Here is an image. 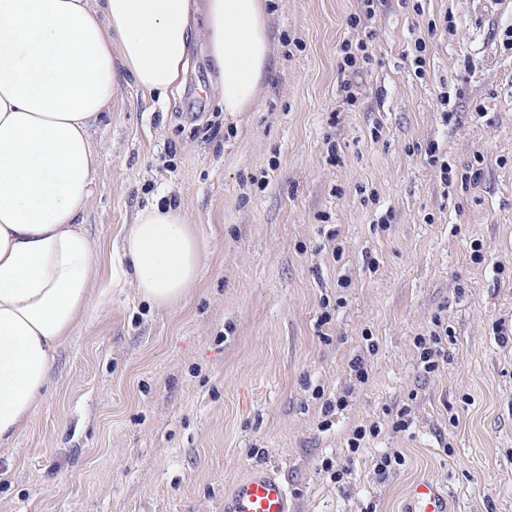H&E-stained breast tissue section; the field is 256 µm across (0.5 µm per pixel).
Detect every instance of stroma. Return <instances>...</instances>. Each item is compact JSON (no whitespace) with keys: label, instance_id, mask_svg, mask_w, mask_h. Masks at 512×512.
Instances as JSON below:
<instances>
[{"label":"stroma","instance_id":"1","mask_svg":"<svg viewBox=\"0 0 512 512\" xmlns=\"http://www.w3.org/2000/svg\"><path fill=\"white\" fill-rule=\"evenodd\" d=\"M364 12L268 0L275 67L251 112H222L201 37L165 101L120 81L94 132L93 303L0 447V512H224L255 466L292 512H404L426 477L453 512H512V0ZM363 38L372 60L342 71ZM157 201L204 247L168 308L112 276L124 226ZM433 334L428 372L416 340ZM360 427L378 434L354 453Z\"/></svg>","mask_w":512,"mask_h":512}]
</instances>
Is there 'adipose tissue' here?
Instances as JSON below:
<instances>
[{"instance_id":"ef3b65f1","label":"adipose tissue","mask_w":512,"mask_h":512,"mask_svg":"<svg viewBox=\"0 0 512 512\" xmlns=\"http://www.w3.org/2000/svg\"><path fill=\"white\" fill-rule=\"evenodd\" d=\"M203 29L223 109L252 111L272 67L265 0H0V446L40 409L56 354L93 301L83 223L98 164L92 127L120 75L167 98ZM116 277L158 307L202 272L183 212L139 211Z\"/></svg>"}]
</instances>
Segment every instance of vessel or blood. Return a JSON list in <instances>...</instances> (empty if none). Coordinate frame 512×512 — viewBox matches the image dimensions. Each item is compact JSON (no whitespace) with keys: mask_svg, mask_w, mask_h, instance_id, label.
<instances>
[{"mask_svg":"<svg viewBox=\"0 0 512 512\" xmlns=\"http://www.w3.org/2000/svg\"><path fill=\"white\" fill-rule=\"evenodd\" d=\"M407 499V512H450L447 493L430 478L412 483ZM224 512H291L288 491L273 471L256 467L225 496Z\"/></svg>","mask_w":512,"mask_h":512,"instance_id":"vessel-or-blood-1","label":"vessel or blood"}]
</instances>
